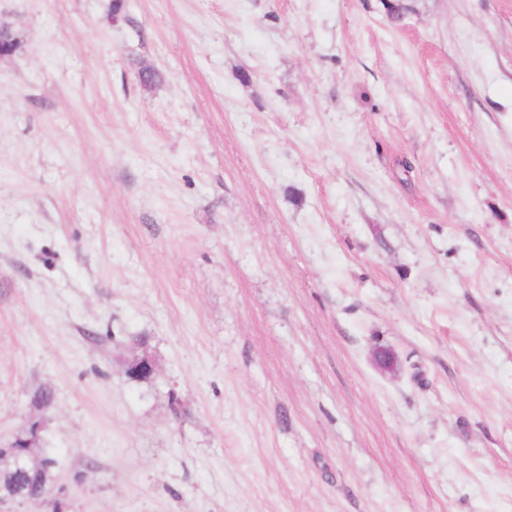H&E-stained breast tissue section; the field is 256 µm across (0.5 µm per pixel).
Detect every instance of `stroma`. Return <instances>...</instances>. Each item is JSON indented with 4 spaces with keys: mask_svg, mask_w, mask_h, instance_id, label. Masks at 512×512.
Masks as SVG:
<instances>
[{
    "mask_svg": "<svg viewBox=\"0 0 512 512\" xmlns=\"http://www.w3.org/2000/svg\"><path fill=\"white\" fill-rule=\"evenodd\" d=\"M111 4L0 0V512H512V0ZM36 469L30 474L19 473L13 468L3 477L0 473V488L9 492L35 493L50 489L51 476L57 466L54 457L46 455L35 460Z\"/></svg>",
    "mask_w": 512,
    "mask_h": 512,
    "instance_id": "1",
    "label": "stroma"
}]
</instances>
